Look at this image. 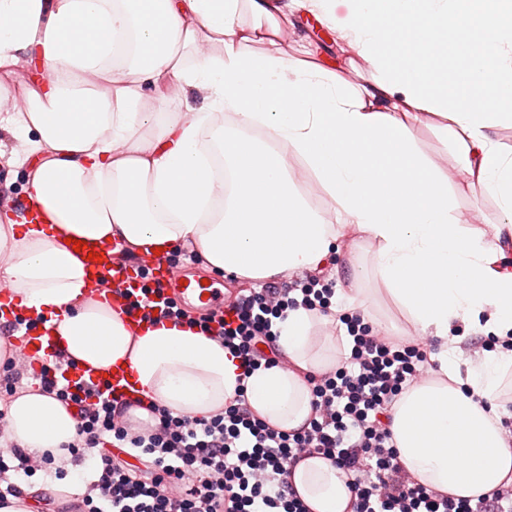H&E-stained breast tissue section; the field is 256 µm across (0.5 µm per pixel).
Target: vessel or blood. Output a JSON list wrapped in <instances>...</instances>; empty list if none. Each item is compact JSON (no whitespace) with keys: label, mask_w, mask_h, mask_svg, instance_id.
Instances as JSON below:
<instances>
[{"label":"vessel or blood","mask_w":512,"mask_h":512,"mask_svg":"<svg viewBox=\"0 0 512 512\" xmlns=\"http://www.w3.org/2000/svg\"><path fill=\"white\" fill-rule=\"evenodd\" d=\"M93 252L102 254V261L87 260V274L97 286L99 293L111 303L129 326L138 325L143 317V308H150L156 303L177 295L187 306L210 312L223 313L224 293L214 287L213 283H204L195 279H176L175 272L166 261L156 260L153 278L158 287L150 293H142L141 277L138 268L121 261L114 246L106 243L93 245ZM19 354L27 359H38L40 365H54L59 350L54 337L38 330H31L18 345ZM59 380L69 388L96 385L108 397L127 399L133 396L135 384L126 366L113 365L107 374L92 372L80 367H71L59 373Z\"/></svg>","instance_id":"obj_1"}]
</instances>
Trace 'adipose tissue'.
<instances>
[{
    "mask_svg": "<svg viewBox=\"0 0 512 512\" xmlns=\"http://www.w3.org/2000/svg\"><path fill=\"white\" fill-rule=\"evenodd\" d=\"M318 13L369 62L367 84L247 51L270 42L291 10ZM0 0V69L34 65L22 108L0 81V129L25 169V196L47 223L0 224V289L24 321L47 324L67 361L105 372L124 363L144 400L210 419L244 397L275 429L313 414L305 376L336 369L350 348L335 314L304 308L279 322L287 367L239 381L216 338L172 320L131 330L99 300L66 241L107 242L146 258L184 244L206 266L255 282L356 264L377 245L386 294L416 335L438 345L426 379L394 404L398 464L414 482L477 499L512 485L500 386L512 352L450 357L464 337L512 336V146L490 136L512 122V0ZM467 32L448 67L435 33ZM219 54H209V47ZM442 131L504 220L473 224L419 151L412 122ZM314 177L332 216L293 177ZM4 431L27 452L67 455L70 408L36 388L9 406ZM352 475L323 456L289 481L309 512H351Z\"/></svg>",
    "mask_w": 512,
    "mask_h": 512,
    "instance_id": "adipose-tissue-1",
    "label": "adipose tissue"
}]
</instances>
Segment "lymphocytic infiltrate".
<instances>
[{
	"label": "lymphocytic infiltrate",
	"instance_id": "1",
	"mask_svg": "<svg viewBox=\"0 0 512 512\" xmlns=\"http://www.w3.org/2000/svg\"><path fill=\"white\" fill-rule=\"evenodd\" d=\"M334 289L310 278L299 297L269 283L240 290L218 322L203 327L240 361L244 375L282 365L276 324L289 310L327 311ZM352 339L348 357L335 371L308 375L314 415L307 426L284 432L255 416L245 402L225 407L210 420L172 416L151 407L155 425L129 433L124 416L130 399L70 390L42 369L39 386L75 407L78 438L69 445L73 466L95 461L94 480L75 498L72 512H309L288 480L302 459L322 455L354 473L353 512H512V486L490 497L455 499L412 482L397 464L389 430L394 401L428 373L430 341L396 342L361 315L342 316ZM142 449L144 467L120 458L123 447ZM33 477L67 475L52 452L33 455L9 443L0 452V512L25 498L7 472Z\"/></svg>",
	"mask_w": 512,
	"mask_h": 512
}]
</instances>
